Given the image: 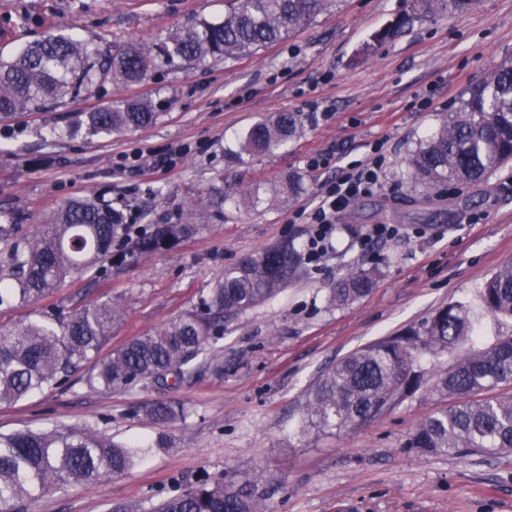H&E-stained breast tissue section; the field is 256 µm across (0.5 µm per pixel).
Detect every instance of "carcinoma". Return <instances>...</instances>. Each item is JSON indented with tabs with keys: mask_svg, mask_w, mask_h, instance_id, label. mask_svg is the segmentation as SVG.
<instances>
[{
	"mask_svg": "<svg viewBox=\"0 0 512 512\" xmlns=\"http://www.w3.org/2000/svg\"><path fill=\"white\" fill-rule=\"evenodd\" d=\"M477 0H412L419 16L463 13ZM340 0H228L224 19L192 20L153 42L129 41L102 50L76 35L52 33L9 55H0V122L39 112L74 99L108 75L117 86L150 78L161 64L197 66L208 61L233 64L282 41L318 18L336 11ZM161 112L154 101L126 98L83 113L90 137L132 133L151 126ZM299 112H280L239 132L230 154L237 158L274 156L298 136ZM512 162V54L461 94L459 106L445 114L403 160L411 183L426 192L445 184L475 185ZM303 177L290 173L278 181L254 183L247 190L224 185L218 177L204 200L212 208L256 209L288 202L304 192ZM19 225L0 224V307L46 298L66 279L95 274L118 251L130 263L177 246L195 224H152L131 236L123 213L97 198L71 200L52 215L40 236L17 235ZM303 253L286 241L243 259L213 282L197 306L153 331L106 353L112 322L120 308L95 301L67 319L29 320L0 329V404H12L78 372L97 391H121L139 383L167 386L189 373L188 364L224 333V318L246 312L287 287L302 266ZM374 269H355L330 288L336 308L370 293ZM486 312L512 318V263L490 277L481 291ZM471 308L453 304L428 320L358 349L328 367L300 407L299 429H350L381 417L400 404L426 374V355L455 348L474 335ZM512 380V336L487 348L472 349L436 375V388L454 403L429 416L409 447L424 454H496L512 451V397L475 396ZM150 415L161 425L183 415L180 406L160 401ZM173 448L160 434L143 442H117L85 425L21 429L0 433V512H22L25 503L72 484L121 477L154 451ZM262 470L227 472L197 485L175 484L150 512H266L260 488Z\"/></svg>",
	"mask_w": 512,
	"mask_h": 512,
	"instance_id": "carcinoma-1",
	"label": "carcinoma"
}]
</instances>
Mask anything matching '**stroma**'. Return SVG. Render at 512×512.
Returning <instances> with one entry per match:
<instances>
[{"instance_id": "stroma-1", "label": "stroma", "mask_w": 512, "mask_h": 512, "mask_svg": "<svg viewBox=\"0 0 512 512\" xmlns=\"http://www.w3.org/2000/svg\"><path fill=\"white\" fill-rule=\"evenodd\" d=\"M410 0H342L335 13L231 65L164 67L139 85L97 80L58 109L0 125V216L33 238L65 201L101 197L124 211L134 230L195 220L173 251L98 276L66 280L43 301L0 309V326L69 314L112 298L122 315L110 348L198 304L224 269L284 240L306 245L297 210L340 167L386 156L380 185L355 198L336 220L325 255L304 261L277 296L224 325L218 347L173 389L138 386L106 393L70 379L14 405H0V432L82 423L118 440L167 431L176 449L156 453L119 478L75 485L25 506V512H107L115 500L152 506L173 485L229 470H264L269 512H512V452L464 457L425 455L409 441L421 422L450 403L434 373L469 343L431 357L428 376L392 412L341 432L300 433L297 411L329 365L382 338L419 325L436 310L465 302L480 312L486 341L512 335V319L480 310V294L512 262V162L473 187L448 185L432 195L410 187L402 161L453 109L462 91L512 53V0H480L472 11L410 17L367 56L370 36L408 12ZM224 16V0H0V54L51 31L77 33L107 48L151 42L195 18ZM164 101L157 124L127 135L87 136L82 113L120 97ZM277 112H299L304 127L273 158L229 162L230 137ZM173 145L184 157L166 161ZM143 152L141 168L133 155ZM326 158V165L311 161ZM300 173L305 191L267 210L201 208L217 175L240 186ZM399 235L366 243L373 227ZM351 268L379 273L353 305L328 303ZM183 404V421L160 427L159 401Z\"/></svg>"}]
</instances>
